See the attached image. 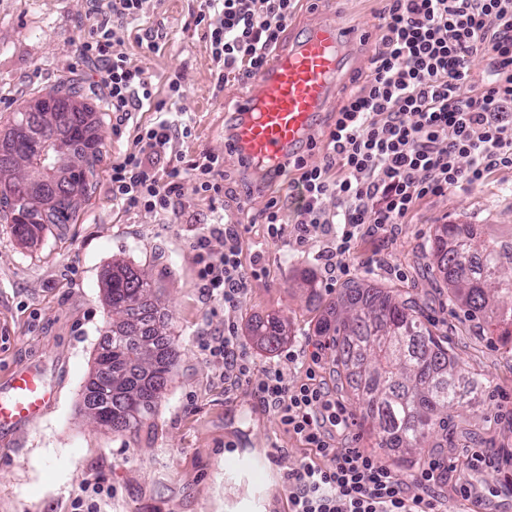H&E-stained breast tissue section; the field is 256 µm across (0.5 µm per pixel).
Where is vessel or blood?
<instances>
[{"instance_id": "b4317fda", "label": "vessel or blood", "mask_w": 512, "mask_h": 512, "mask_svg": "<svg viewBox=\"0 0 512 512\" xmlns=\"http://www.w3.org/2000/svg\"><path fill=\"white\" fill-rule=\"evenodd\" d=\"M348 43L336 26L319 24L271 56L236 109L233 143L251 165H286L314 135ZM54 397L36 368L13 370L0 383V431L39 419Z\"/></svg>"}]
</instances>
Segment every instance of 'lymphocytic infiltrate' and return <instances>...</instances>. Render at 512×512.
Returning <instances> with one entry per match:
<instances>
[{"mask_svg": "<svg viewBox=\"0 0 512 512\" xmlns=\"http://www.w3.org/2000/svg\"><path fill=\"white\" fill-rule=\"evenodd\" d=\"M89 27L80 44L92 60L117 124L144 105L161 112L144 70L121 49V30L150 9L151 0H89ZM300 0H203L195 17L205 28L219 79L249 84L293 24ZM371 69L336 111L320 162L289 164L298 206L285 222L277 202L267 207V236L308 241L330 232L326 252L338 271L355 243L387 235L421 200L448 189L482 184L496 169H512V0H383ZM190 126L162 118L137 127L112 163V199L129 208L168 212L182 199L185 176L209 204L224 197V161L207 155L191 169L158 171L155 161L176 152ZM224 239L223 251L211 246ZM198 277L225 310L236 308L251 274L242 265L240 225H211L195 241ZM224 365L228 389L249 385L289 433L315 451L286 476L291 512H446L440 462L423 465L418 494L378 455L341 447L354 420L318 379L311 353L304 379L290 383L267 368L260 381L234 328L210 346Z\"/></svg>", "mask_w": 512, "mask_h": 512, "instance_id": "1", "label": "lymphocytic infiltrate"}]
</instances>
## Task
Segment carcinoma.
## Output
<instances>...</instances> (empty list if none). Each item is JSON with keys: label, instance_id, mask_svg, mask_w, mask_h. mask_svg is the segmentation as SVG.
Here are the masks:
<instances>
[{"label": "carcinoma", "instance_id": "carcinoma-1", "mask_svg": "<svg viewBox=\"0 0 512 512\" xmlns=\"http://www.w3.org/2000/svg\"><path fill=\"white\" fill-rule=\"evenodd\" d=\"M51 112L23 110L10 128L9 151L0 153V219L26 241L38 239L49 224H66L81 209L100 160L96 110L82 86L66 77L50 97ZM61 120L74 151L69 189L50 184L31 195L20 167L30 164L36 136L52 118ZM433 264L448 286V302L461 307L475 327L512 341V244L482 237L477 224H441L430 245ZM152 284L124 262L112 264L106 302L112 334L95 363L112 351V366L96 368L83 405L112 418V429H138L153 413L178 351L162 336ZM344 309L320 323V333L336 337V366L349 392L363 405L364 421L379 437L378 447L402 449V460L421 448H441L453 423L448 409L463 406L470 394L490 389L482 374L463 370L445 341L422 320L416 302L375 285H350ZM250 335L266 350L285 338L276 316L252 322Z\"/></svg>", "mask_w": 512, "mask_h": 512}]
</instances>
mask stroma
Instances as JSON below:
<instances>
[{"instance_id": "35a3bbf8", "label": "stroma", "mask_w": 512, "mask_h": 512, "mask_svg": "<svg viewBox=\"0 0 512 512\" xmlns=\"http://www.w3.org/2000/svg\"><path fill=\"white\" fill-rule=\"evenodd\" d=\"M199 6L200 0H157L149 17L130 25L122 46L166 101L169 119L191 126V137L178 144L184 164L206 155L224 159L223 212L211 211L188 178L185 210L162 214L112 199L113 160L126 149L135 126L154 123L159 115L144 110L117 125L95 84L94 64L78 52L88 31L87 0H0V139L8 135L16 112L52 94L60 79L70 76L80 80L97 111L101 141L98 176L73 220L47 227L34 241L21 240L0 221V377L14 367L33 366L57 391L41 418L17 432L0 433V512H70L84 485L96 481L112 490L99 500V512H289L284 476L310 450L249 388L225 392L222 364L204 344L223 335L228 320L252 363L253 380L262 379L270 366L299 380L306 353L319 352V377L354 419L347 445L378 453L409 492L417 493L415 469L399 465V450L378 447L336 372L332 337L318 331L350 280L414 298L462 367L491 381L478 405L462 412L468 434L426 449L425 455L453 467L446 486L448 512L463 508L456 495L460 483L480 495L477 512H512V458L501 457L480 471L466 467L470 449H512V422L502 417L512 410V347L482 334L463 311L449 306L428 258L438 224H479L484 237L512 242V170L494 171L481 186L422 200L393 235L359 241L350 280L329 282L316 259L326 241L323 232H314L304 245L289 236L278 242L264 237L267 205L286 201L288 180L255 185L227 149L226 126L250 88L219 82L204 29L194 23ZM380 8L379 0H301L289 37L315 23L365 30L344 60L321 126H328L331 112L368 74ZM146 33L156 35V51L140 45L138 38ZM175 77L182 81L183 95L171 100L167 86ZM224 218L246 225L242 264L260 270L229 314L203 292L193 251L203 228ZM378 258L399 268V275L367 273ZM116 261L153 282L162 331L178 345L154 414L135 432L98 425L83 410L95 358L112 328L103 282ZM269 314L283 319L287 333L272 354L249 333L252 320Z\"/></svg>"}]
</instances>
